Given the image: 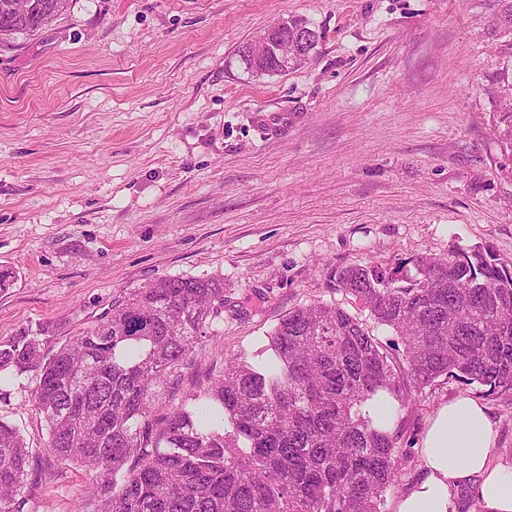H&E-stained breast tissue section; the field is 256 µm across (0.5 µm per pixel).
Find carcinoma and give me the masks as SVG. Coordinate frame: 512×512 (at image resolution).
I'll use <instances>...</instances> for the list:
<instances>
[{"label":"carcinoma","mask_w":512,"mask_h":512,"mask_svg":"<svg viewBox=\"0 0 512 512\" xmlns=\"http://www.w3.org/2000/svg\"><path fill=\"white\" fill-rule=\"evenodd\" d=\"M43 29L0 0V40ZM336 287L395 336L396 357L357 317L297 307L269 334L260 369L241 356L196 385L202 419L162 412V392L224 320V279L165 277L135 288L72 339H0V381L34 374L47 454L90 474L80 512H382L400 451L391 420L442 376L512 394V268L488 248L394 267L348 264ZM33 457L0 421V512H24Z\"/></svg>","instance_id":"cac0c4a2"}]
</instances>
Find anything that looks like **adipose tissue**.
Here are the masks:
<instances>
[{
	"mask_svg": "<svg viewBox=\"0 0 512 512\" xmlns=\"http://www.w3.org/2000/svg\"><path fill=\"white\" fill-rule=\"evenodd\" d=\"M496 433L485 407L458 397L433 418L423 445L427 478L397 512H455L454 488L472 483L483 512H512V463H492Z\"/></svg>",
	"mask_w": 512,
	"mask_h": 512,
	"instance_id": "1",
	"label": "adipose tissue"
}]
</instances>
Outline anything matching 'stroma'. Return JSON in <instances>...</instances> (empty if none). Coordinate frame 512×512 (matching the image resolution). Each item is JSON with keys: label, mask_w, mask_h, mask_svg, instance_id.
I'll list each match as a JSON object with an SVG mask.
<instances>
[{"label": "stroma", "mask_w": 512, "mask_h": 512, "mask_svg": "<svg viewBox=\"0 0 512 512\" xmlns=\"http://www.w3.org/2000/svg\"><path fill=\"white\" fill-rule=\"evenodd\" d=\"M283 18L322 36L315 56L254 77L237 46ZM512 0H72L0 44V339L61 343L161 277L224 280L214 324L171 386L185 404L225 358L255 365L294 307L350 263L395 266L487 246L512 266ZM284 112L268 137L256 112ZM32 375L0 385V421L28 447L48 433ZM483 403L495 461H512V395L456 376L397 420L402 465L384 512L426 476L420 452L448 400ZM26 512H76L84 471L39 456Z\"/></svg>", "instance_id": "obj_1"}]
</instances>
